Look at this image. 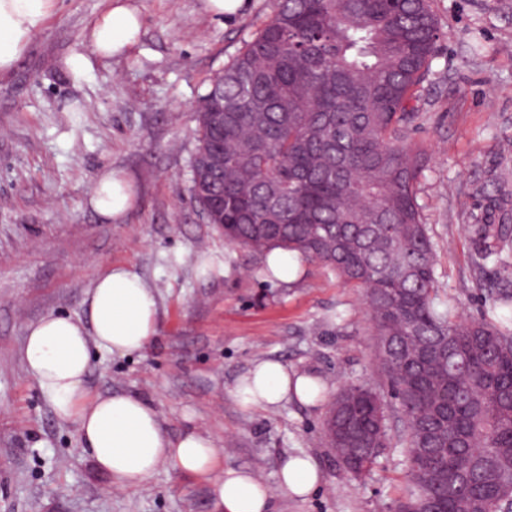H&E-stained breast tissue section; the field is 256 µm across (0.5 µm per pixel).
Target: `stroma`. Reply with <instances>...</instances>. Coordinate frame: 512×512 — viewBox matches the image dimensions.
Instances as JSON below:
<instances>
[{"mask_svg":"<svg viewBox=\"0 0 512 512\" xmlns=\"http://www.w3.org/2000/svg\"><path fill=\"white\" fill-rule=\"evenodd\" d=\"M108 0H59L14 71L0 78V512H212V485L165 467L145 487L109 489L55 418L20 359L26 327L47 312L87 319L86 292L111 263L127 265L158 302L156 336L140 353H93L90 394L153 405L164 430L209 433L225 468L275 485L281 463L307 454L323 475L307 499L273 512H392L407 465L395 448L361 479L326 443L327 403L243 408L238 378L275 359L320 377L327 395L367 382L389 395L364 293L319 263L284 283L266 256L229 245L190 193L195 108L270 14L249 0L215 19L200 0H140L143 28L127 55L102 60L85 34ZM441 37L412 136L428 153L420 202L432 228L440 297L463 320L486 313L483 292L507 287L477 255V216L512 199V0H436ZM88 66L72 71L69 56ZM112 168L136 182L120 224L86 205Z\"/></svg>","mask_w":512,"mask_h":512,"instance_id":"stroma-1","label":"stroma"}]
</instances>
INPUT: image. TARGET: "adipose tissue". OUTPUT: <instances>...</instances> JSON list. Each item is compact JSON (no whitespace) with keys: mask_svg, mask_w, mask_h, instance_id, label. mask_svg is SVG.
I'll return each mask as SVG.
<instances>
[{"mask_svg":"<svg viewBox=\"0 0 512 512\" xmlns=\"http://www.w3.org/2000/svg\"><path fill=\"white\" fill-rule=\"evenodd\" d=\"M57 0H0V76L10 73L32 37L55 11ZM143 16L138 0H109L86 33L101 59L126 55L138 42ZM134 179L107 169L90 192L87 205L119 224L134 207ZM89 322L48 312L26 328L22 349L26 372L47 397L59 422L74 425L82 450L110 487L145 486L162 467L212 478L216 512H271L274 494L304 498L320 484L310 457L288 456L276 487L247 469L218 467L214 439L189 428L169 437L155 408L127 394L92 396L86 380L92 350L121 356L142 351L155 336L158 303L151 288L127 266L109 264L87 295ZM324 383L273 360L257 362L237 382L234 395L246 408H273L296 400L312 403Z\"/></svg>","mask_w":512,"mask_h":512,"instance_id":"adipose-tissue-1","label":"adipose tissue"}]
</instances>
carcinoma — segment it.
<instances>
[{"mask_svg":"<svg viewBox=\"0 0 512 512\" xmlns=\"http://www.w3.org/2000/svg\"><path fill=\"white\" fill-rule=\"evenodd\" d=\"M434 0H272L202 97L196 151L224 154L209 199L224 239L317 261L364 291L408 463L395 512H512V325L462 322L440 301L419 203L427 150L411 137L440 39ZM481 256L512 270V238L483 225ZM323 423L341 469L389 447L385 398L364 382Z\"/></svg>","mask_w":512,"mask_h":512,"instance_id":"1","label":"carcinoma"}]
</instances>
